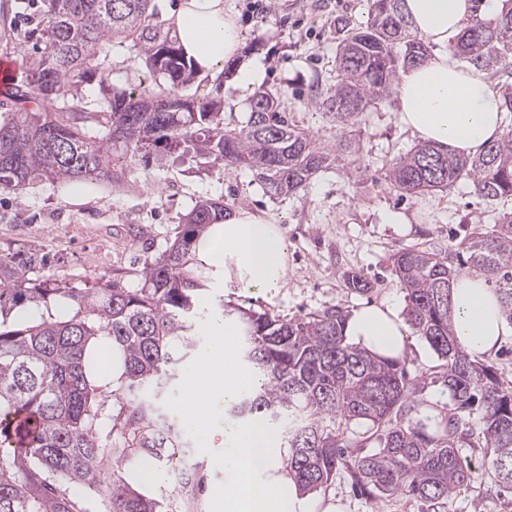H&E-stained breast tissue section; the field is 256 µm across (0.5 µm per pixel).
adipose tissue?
Segmentation results:
<instances>
[{"label":"adipose tissue","instance_id":"1","mask_svg":"<svg viewBox=\"0 0 512 512\" xmlns=\"http://www.w3.org/2000/svg\"><path fill=\"white\" fill-rule=\"evenodd\" d=\"M497 2L404 0L408 18L434 47L424 63L403 73L397 93L401 122L422 142L472 156L500 137L499 98L483 71L459 66L448 52L466 19L476 13L492 16ZM168 20L186 60L202 76L219 72L244 41L224 0H181ZM196 254L240 288L270 292L286 281L287 245L280 228L247 210L209 225ZM451 305L455 335L472 358L489 355L512 335L486 277H459ZM204 330L211 342L188 373L183 410L187 428L202 432V446L220 450L224 480L212 490L216 512H345L338 501L315 508L291 475L270 425L229 419V407L253 391L256 381L237 359L232 323L217 316ZM346 330L367 350L386 357L402 354L407 334L393 308L377 306L354 311Z\"/></svg>","mask_w":512,"mask_h":512}]
</instances>
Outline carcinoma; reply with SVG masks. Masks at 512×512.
I'll return each mask as SVG.
<instances>
[{
    "label": "carcinoma",
    "instance_id": "1",
    "mask_svg": "<svg viewBox=\"0 0 512 512\" xmlns=\"http://www.w3.org/2000/svg\"><path fill=\"white\" fill-rule=\"evenodd\" d=\"M156 14L155 0H48L45 25L31 31L37 55L11 95L16 107L0 113V189L110 182L126 156L183 142L286 195L336 159L343 139L326 145L300 131L270 92L254 95L238 130L224 128L220 103L177 94L193 69L177 40L150 23ZM116 40L133 43L171 87L112 88L107 47ZM452 52L499 75L503 133L473 157L420 144L393 164L389 180L416 196L464 178L490 202L512 199V0L493 18L469 19ZM427 56L403 0H370L369 21L340 44L336 87L319 105L342 131L389 92L400 71ZM89 75L99 82L93 104L79 92ZM33 100L40 107H26ZM223 220L222 202H198L169 248L143 266L140 288L105 274L95 275L92 288H75L55 273L37 274L45 260L36 250L0 254V512H161V502L114 474L132 462L168 463L182 447L145 391L161 388L188 350L185 336L209 288L190 261L203 230ZM459 249L461 263L418 246L393 255L406 323L442 361L431 378L411 375L401 357L348 343L339 307L288 322L256 312L239 320L241 363L262 384L229 417L282 430L288 468L303 492L327 487L344 470L369 499L436 507L474 480L467 448L484 449L498 492H512V388L469 358L451 321L454 282L479 274L504 281L501 306L512 323V211L499 212L492 230L468 234ZM97 339L117 347L125 369L110 426L103 387L88 378L95 356L87 346ZM428 379L448 389L450 402L420 418ZM352 423L363 431L344 432ZM179 475L182 487L204 492L197 467ZM86 485L99 495L93 503L73 492Z\"/></svg>",
    "mask_w": 512,
    "mask_h": 512
}]
</instances>
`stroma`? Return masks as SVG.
<instances>
[{"instance_id":"1","label":"stroma","mask_w":512,"mask_h":512,"mask_svg":"<svg viewBox=\"0 0 512 512\" xmlns=\"http://www.w3.org/2000/svg\"><path fill=\"white\" fill-rule=\"evenodd\" d=\"M224 5L245 35L241 55L233 59L232 73L194 77L185 95L219 99L225 127L238 129L248 119L254 92L266 90L281 97L297 128L329 144L346 135L351 149L338 152L304 187L279 197L270 196L247 169L161 149L128 159L108 182H42L3 191L0 253L27 248L48 253L53 269L79 287L87 277L106 273L137 288L144 263L169 247L183 215L197 201L212 198L221 200L226 212L247 209L278 224L288 244V274L279 291L253 293L225 285L209 265L197 266V273L210 278L200 300L202 325L219 312L236 321L242 308L284 321L336 306L348 315L368 305L404 308L393 254L412 246L448 253L472 231L491 229L502 202L487 201L466 179L411 197L391 185L392 162L419 143L399 122L395 94L371 103L342 133L318 105L336 84L339 43L368 22L369 0H224ZM45 17L44 0H0V58L25 64L32 52L28 32ZM255 60L261 76L241 89L235 70ZM162 81L131 44L113 45L114 88ZM351 274L368 279L371 292L352 291ZM191 341L192 351L175 365L160 398L163 415L176 425L187 374L210 338L200 328ZM468 456L475 479L443 512H512V494L491 487L482 449L469 450ZM319 496L340 499L346 512H433L415 500H368L354 493L343 472Z\"/></svg>"}]
</instances>
